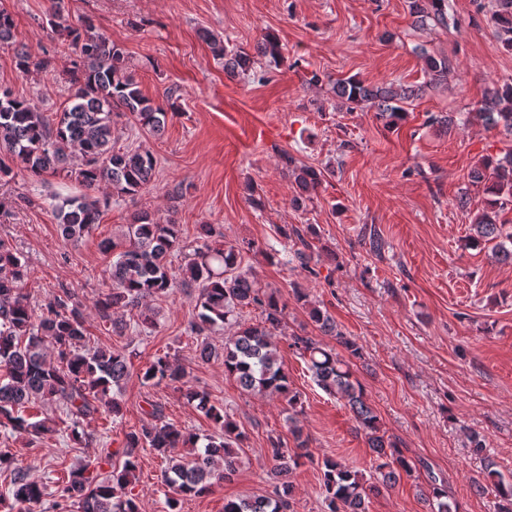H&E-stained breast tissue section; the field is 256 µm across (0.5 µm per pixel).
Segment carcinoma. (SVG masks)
Returning <instances> with one entry per match:
<instances>
[{"label": "carcinoma", "instance_id": "cac0c4a2", "mask_svg": "<svg viewBox=\"0 0 512 512\" xmlns=\"http://www.w3.org/2000/svg\"><path fill=\"white\" fill-rule=\"evenodd\" d=\"M409 14L418 27L448 28V0H408ZM491 21L494 35L502 46L512 50V0H494ZM50 25L59 27L72 48L73 59L68 74L74 91L69 106L59 117L49 119L29 100L17 97L8 88H0V178L13 173L18 163L34 175L56 174L66 169V145L78 147L80 167L75 180L86 192L62 199L54 207L61 235L78 239L100 223L106 198L95 192L108 189L116 194L135 196L152 181L155 160L152 153L140 148L116 150L112 146L115 117L128 115L148 131L158 134L165 129L168 112L145 97L135 82L124 51L88 19L69 24L60 14H50ZM214 56L224 59L230 71L249 67L251 56L244 51L228 55L224 40L211 32L203 34ZM12 17L0 11V48L15 49L17 67L26 72L32 67L49 65V59L33 60L31 54L15 47ZM427 84L448 79L453 65L446 56L420 49ZM422 88L393 82L369 87L350 77L336 81V96L354 109L362 105L376 108L380 117L391 125L404 118L405 104L419 96ZM475 117L488 129H502L512 135V84L488 90ZM469 116L450 112L433 116L431 121L453 131L466 124ZM292 166L300 192L309 194L321 181L312 167L296 166L292 156L284 155ZM470 182L482 187L485 206L472 220L470 245L493 244L495 259L512 265V232L503 233L499 214L512 211V148L498 158L488 157L469 173ZM200 247L185 265L175 269L168 260L179 246L177 224L158 223L150 213L136 212L124 226L119 241L105 240L102 248L116 253L109 266L110 289L100 301L103 317L114 305H137L181 286L199 289L198 312L190 330L198 336L227 325H237V310L256 306L263 321L238 329L224 341V373L251 394L280 395L288 406L296 408L299 394L290 390L272 340L282 327L285 306L274 295L262 293L257 280L240 269L239 251L224 248L214 228L199 225ZM29 278L27 262L14 248L0 239V426L26 435L37 442L56 432V422L47 408L62 411L71 421L70 439L79 444L86 439L81 423L98 415L117 416L121 411V386L129 375L128 357L119 349L86 347L85 316L73 295L63 291L34 317L25 285ZM310 320L324 336L336 338L349 357L316 341L311 336H293L290 347L306 362L317 385L327 394L342 400L364 432L368 448L376 454L377 464L370 476L349 467L345 462L323 460L324 488L330 512H366L369 492L376 483L396 482L416 466L406 459L397 445L386 436L374 408L353 378L350 359L360 357V348L338 330L334 319L313 306ZM185 371L167 357L155 358L142 373L143 383L177 386ZM212 425V432L199 445L200 436L179 429L164 420L163 408L154 403L150 421L126 434L124 460L104 476L92 462H77L62 467L56 478L54 494L48 485L32 478L15 463L13 454L0 449V470L9 471L14 505L41 503L53 496L51 508L64 512L76 505L80 512H139L135 498L127 488L136 479L139 451L150 450L167 462L163 473L165 485L172 491L168 507L175 510L178 497L201 496L233 476L239 466L247 440L244 429L224 408L213 403L201 390L184 393ZM37 413L29 414L28 409ZM278 484L273 494L229 500L224 512H289L291 485L288 472L298 466L302 455L292 453L280 441L266 449ZM488 477L503 502L501 512H512V482H506L496 470ZM425 500L430 512H459L448 491L431 478Z\"/></svg>", "mask_w": 512, "mask_h": 512}]
</instances>
